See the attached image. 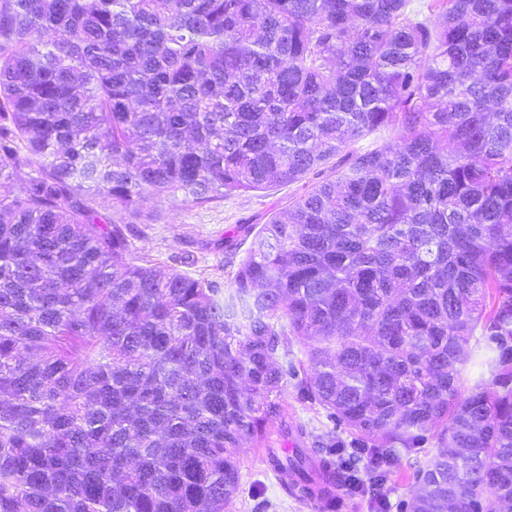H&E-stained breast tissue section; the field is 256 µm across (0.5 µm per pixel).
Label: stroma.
Returning a JSON list of instances; mask_svg holds the SVG:
<instances>
[{
	"mask_svg": "<svg viewBox=\"0 0 512 512\" xmlns=\"http://www.w3.org/2000/svg\"><path fill=\"white\" fill-rule=\"evenodd\" d=\"M303 191L302 184H283L234 193L205 205L178 207L150 196L139 202L137 212L119 217L130 228L131 252L136 260L172 263L192 277L220 279L236 270L250 247V239L239 235V226L266 223ZM285 400L289 411L286 426L289 431L304 427L306 447L329 459L334 458L336 449L362 447V440L311 403L296 382H289ZM435 446V438L422 439L390 469L386 487L392 512H405L413 489V471L429 460ZM240 458L241 485L233 512H311L305 503L285 493L264 462L261 449H243Z\"/></svg>",
	"mask_w": 512,
	"mask_h": 512,
	"instance_id": "35a3bbf8",
	"label": "stroma"
}]
</instances>
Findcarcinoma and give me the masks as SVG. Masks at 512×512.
<instances>
[{
	"label": "carcinoma",
	"mask_w": 512,
	"mask_h": 512,
	"mask_svg": "<svg viewBox=\"0 0 512 512\" xmlns=\"http://www.w3.org/2000/svg\"><path fill=\"white\" fill-rule=\"evenodd\" d=\"M411 2L0 0V512H232L247 446L302 496L290 378L437 440L409 512H512V0ZM310 178L228 289L87 204Z\"/></svg>",
	"instance_id": "cac0c4a2"
}]
</instances>
